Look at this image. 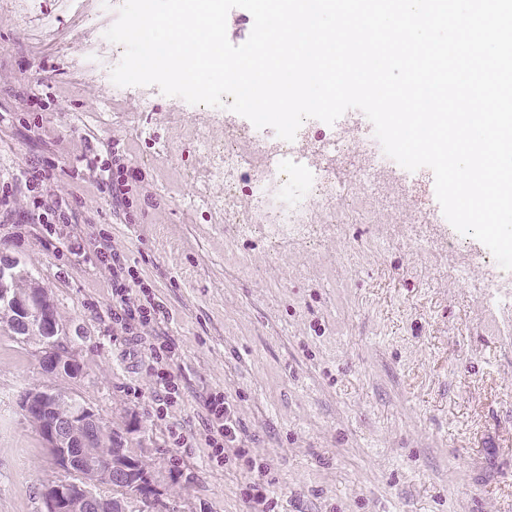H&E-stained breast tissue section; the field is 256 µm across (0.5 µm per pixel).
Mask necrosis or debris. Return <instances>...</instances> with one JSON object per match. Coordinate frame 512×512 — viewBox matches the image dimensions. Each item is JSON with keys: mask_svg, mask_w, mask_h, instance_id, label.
Wrapping results in <instances>:
<instances>
[{"mask_svg": "<svg viewBox=\"0 0 512 512\" xmlns=\"http://www.w3.org/2000/svg\"><path fill=\"white\" fill-rule=\"evenodd\" d=\"M198 149L208 160L210 180L222 183L224 193H197L208 212L233 215L237 235L265 234L271 243L294 236L310 240L336 231L352 216L343 205L344 174L363 184L365 204L355 217L373 222L384 199L378 193L382 178L389 177L397 193L411 199L414 191L397 176L396 161L385 155L375 137L360 128L349 134L318 131L306 120L295 141L277 137L271 128L252 126L235 132L223 143L204 133L195 136ZM439 216L420 205L403 207L391 224L394 232H409L416 246L435 250V242L420 234L425 224L439 223Z\"/></svg>", "mask_w": 512, "mask_h": 512, "instance_id": "necrosis-or-debris-1", "label": "necrosis or debris"}]
</instances>
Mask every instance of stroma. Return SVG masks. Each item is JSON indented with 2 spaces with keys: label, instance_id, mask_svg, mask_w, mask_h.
<instances>
[{
  "label": "stroma",
  "instance_id": "1",
  "mask_svg": "<svg viewBox=\"0 0 512 512\" xmlns=\"http://www.w3.org/2000/svg\"><path fill=\"white\" fill-rule=\"evenodd\" d=\"M114 21L98 0H0V252L39 271L81 364L78 379L51 376L36 342L0 327V512H42L43 489L67 477L18 404L42 385L130 430L162 512H250L254 473L206 445L214 392L266 462L274 512H512V329L480 287L512 271L491 259L456 274L476 239L434 224L444 245L425 255L388 235L386 211L306 243L216 229L191 201L224 191L194 133L223 142L224 122L159 91L149 112L112 97L89 59ZM102 144L137 171L127 205L79 167ZM34 163L50 166L41 196L69 204L80 243L110 235L167 305L184 385L167 417L152 410L149 337L112 333L107 276L27 222Z\"/></svg>",
  "mask_w": 512,
  "mask_h": 512
}]
</instances>
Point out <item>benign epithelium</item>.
I'll list each match as a JSON object with an SVG mask.
<instances>
[{
  "mask_svg": "<svg viewBox=\"0 0 512 512\" xmlns=\"http://www.w3.org/2000/svg\"><path fill=\"white\" fill-rule=\"evenodd\" d=\"M0 306L13 312L14 335L38 343L44 372L69 379L80 376V362L66 346L48 290L26 277L18 260L1 253ZM19 405L55 464L67 471L79 468V481L44 489L43 512H126L123 499L95 491L102 483L128 496L154 498L157 477L143 465L142 454L125 448L126 433L112 429L89 407L50 386L25 390ZM115 443L119 448L107 452Z\"/></svg>",
  "mask_w": 512,
  "mask_h": 512,
  "instance_id": "7a95c632",
  "label": "benign epithelium"
}]
</instances>
